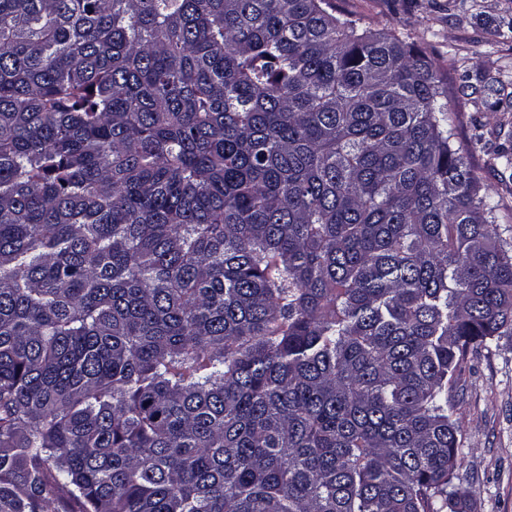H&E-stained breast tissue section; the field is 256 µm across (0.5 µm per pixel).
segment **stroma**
<instances>
[{
	"label": "stroma",
	"mask_w": 512,
	"mask_h": 512,
	"mask_svg": "<svg viewBox=\"0 0 512 512\" xmlns=\"http://www.w3.org/2000/svg\"><path fill=\"white\" fill-rule=\"evenodd\" d=\"M361 26L389 27L447 70L455 95L456 148L475 166L481 196L512 240V0H333ZM460 426L458 485L467 512H512V336L462 368L448 394Z\"/></svg>",
	"instance_id": "35a3bbf8"
}]
</instances>
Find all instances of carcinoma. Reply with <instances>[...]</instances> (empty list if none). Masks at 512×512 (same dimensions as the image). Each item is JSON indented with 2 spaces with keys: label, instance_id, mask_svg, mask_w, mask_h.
<instances>
[{
  "label": "carcinoma",
  "instance_id": "1",
  "mask_svg": "<svg viewBox=\"0 0 512 512\" xmlns=\"http://www.w3.org/2000/svg\"><path fill=\"white\" fill-rule=\"evenodd\" d=\"M449 112L331 0H0V512H466L512 243Z\"/></svg>",
  "mask_w": 512,
  "mask_h": 512
}]
</instances>
